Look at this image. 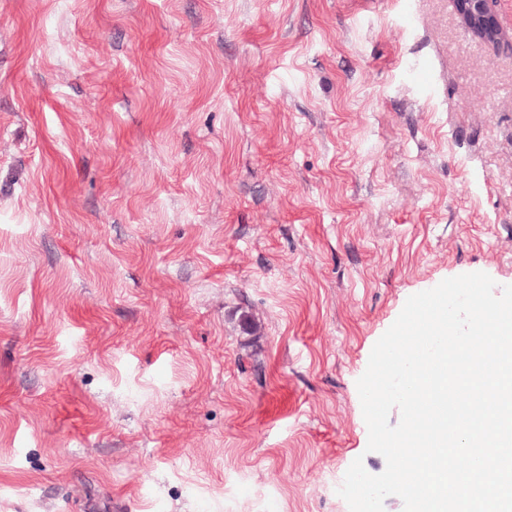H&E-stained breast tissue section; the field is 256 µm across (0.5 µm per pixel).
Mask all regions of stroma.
I'll list each match as a JSON object with an SVG mask.
<instances>
[{
    "label": "stroma",
    "mask_w": 512,
    "mask_h": 512,
    "mask_svg": "<svg viewBox=\"0 0 512 512\" xmlns=\"http://www.w3.org/2000/svg\"><path fill=\"white\" fill-rule=\"evenodd\" d=\"M497 10L0 0V512H349L376 342L512 285ZM464 30L493 45L499 44L504 33L493 0H452Z\"/></svg>",
    "instance_id": "1"
}]
</instances>
